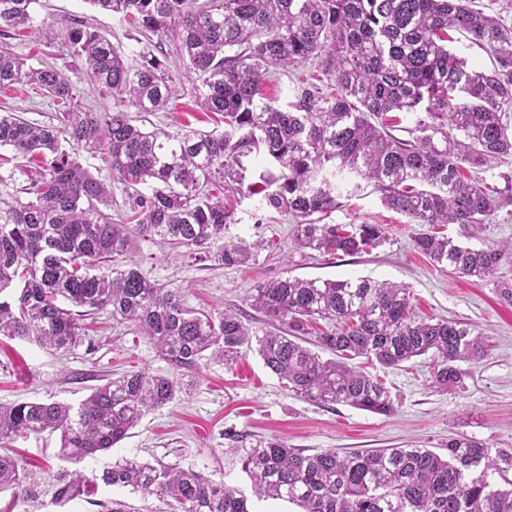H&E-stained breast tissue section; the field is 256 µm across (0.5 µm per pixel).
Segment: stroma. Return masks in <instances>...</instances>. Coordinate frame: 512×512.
Wrapping results in <instances>:
<instances>
[{
    "instance_id": "stroma-1",
    "label": "stroma",
    "mask_w": 512,
    "mask_h": 512,
    "mask_svg": "<svg viewBox=\"0 0 512 512\" xmlns=\"http://www.w3.org/2000/svg\"><path fill=\"white\" fill-rule=\"evenodd\" d=\"M35 15L37 24L60 34L73 21L89 22L111 39L126 61L139 60L141 46L124 23L93 7L89 0H38ZM13 46L32 66L47 62L57 67L77 86L83 105L111 111V96L95 90L76 70L62 37L48 46L35 37H23ZM169 66L181 80L180 96L168 111L146 115L145 127L170 134L185 125L200 131L216 128L214 116L194 102L192 76L185 62L174 56ZM0 106L41 124L52 122L56 112L49 99L29 86L0 95ZM335 182L339 204L330 223L384 225L388 235L384 246L354 256L301 255L293 242L294 218L266 208L261 196L227 192L224 204L233 210L234 220L224 228L225 239L265 243L249 266L175 259L142 238L135 239L131 255L150 280L181 289L189 306L237 311L255 330L265 328L266 319L250 307L247 292L273 279L365 277L406 285L419 315L464 321L485 334L489 346L484 355L463 366L467 373L464 388H431L426 356L398 369L369 364L366 372L385 383L394 403L393 413L377 415L295 396L265 367L256 350L246 348L232 365L211 362L201 366L184 378L185 394L144 416L115 447L81 463L58 458V434L17 439L11 449L31 475L43 504L41 512H104L105 505L115 499L137 512H161L163 504L156 498L101 482L91 495L62 507L54 504L59 473L76 469L98 476L121 459L159 460L216 475L246 497L250 512H296L294 504L255 496L237 457L228 452L233 434L276 438L307 454L329 448H428L443 455L449 438L465 436L482 442L493 453L512 455V304L500 298L492 282L457 277L416 251L414 240L428 232V225L407 223L402 215L384 207L370 186L352 192L349 173L336 174ZM89 335L92 347L81 346L64 355L25 340L0 337V403L52 397L75 405L92 388L124 372L144 367L153 373L168 370L147 337L132 333L107 315L97 316Z\"/></svg>"
}]
</instances>
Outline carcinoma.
<instances>
[{
  "label": "carcinoma",
  "mask_w": 512,
  "mask_h": 512,
  "mask_svg": "<svg viewBox=\"0 0 512 512\" xmlns=\"http://www.w3.org/2000/svg\"><path fill=\"white\" fill-rule=\"evenodd\" d=\"M38 0H0V35L34 28ZM141 36L140 62L84 21L67 28L70 57L87 80L112 96L110 112L77 103L76 88L52 65L34 68L0 44V91L33 85L58 107L39 124L0 109V336L72 351L86 320L106 312L147 337L171 373L132 370L99 386L78 406L32 400L0 404V447L18 437L60 432L58 455L80 462L114 447L148 412L182 392L183 377L207 361L228 366L255 343L264 365L288 391L317 403L393 412L384 384L350 362L364 358L399 368L431 355L430 386H463L460 362L481 357L485 336L462 321L422 318L402 285L362 278L286 277L250 289L251 306L268 320L257 332L231 312L188 306L181 289L149 280L129 253L147 238L176 255L218 266L250 264L263 243L224 240L234 213L213 198L221 186L262 195L292 216L298 250L333 255L370 252L388 236L382 224H325L336 210L330 168L371 184L382 204L410 224H457L471 239L501 211L512 213V171L489 186L475 170L512 156V24L475 0H89ZM486 50L488 71L448 47L450 32ZM195 75L199 106L224 118V131H148L130 116L164 112L178 97L175 77L155 54L162 41ZM313 61L332 91L302 87L281 108L264 100L277 71ZM396 113L414 115L408 137L392 134ZM99 157L109 178L85 168L80 152ZM271 168L247 180L253 155ZM25 185H14V170ZM124 199L112 221V185ZM419 252L465 278L492 279L512 262V243L465 246L423 233ZM324 360L303 345L311 323ZM260 498L286 500L302 512H512V482L491 475L503 455L467 437L448 439V455L427 448H378L305 455L274 439L231 448ZM107 485L153 496L176 512H249L224 481L176 463L122 459L103 472ZM80 471L60 476L54 501L89 495ZM33 499L30 477L0 454V490Z\"/></svg>",
  "instance_id": "1"
}]
</instances>
